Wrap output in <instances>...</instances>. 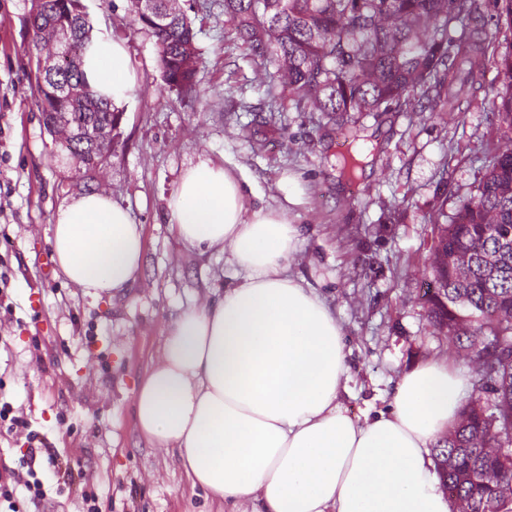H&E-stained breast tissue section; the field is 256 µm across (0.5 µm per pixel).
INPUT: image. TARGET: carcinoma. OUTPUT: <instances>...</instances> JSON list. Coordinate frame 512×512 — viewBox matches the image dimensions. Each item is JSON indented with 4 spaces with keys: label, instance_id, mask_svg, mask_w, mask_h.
<instances>
[{
    "label": "carcinoma",
    "instance_id": "cac0c4a2",
    "mask_svg": "<svg viewBox=\"0 0 512 512\" xmlns=\"http://www.w3.org/2000/svg\"><path fill=\"white\" fill-rule=\"evenodd\" d=\"M174 0H154L133 21L150 31L158 64L171 88L197 94L196 70L185 53L198 51L190 19ZM478 10L477 0H224V16L249 55L282 72L289 104L319 112L337 124L344 142L358 149L355 121L337 115L408 112L412 96L432 109L461 112V96L484 76L487 46L478 29L459 32ZM61 25L76 48L72 58L36 81L45 126L54 113L104 127L117 108L84 78L82 54L91 37L86 15L67 0H43L33 25ZM501 91L493 102L512 131V42L497 61ZM77 94L59 99L57 90ZM67 160L88 173L111 158L112 144L82 139L63 147ZM438 238L471 252L465 277L441 274L443 302L433 304V326L448 343L476 358L478 396L434 449L440 485L452 510L512 512V148L494 153L475 195L464 200Z\"/></svg>",
    "mask_w": 512,
    "mask_h": 512
}]
</instances>
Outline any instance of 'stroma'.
<instances>
[{
	"instance_id": "stroma-1",
	"label": "stroma",
	"mask_w": 512,
	"mask_h": 512,
	"mask_svg": "<svg viewBox=\"0 0 512 512\" xmlns=\"http://www.w3.org/2000/svg\"><path fill=\"white\" fill-rule=\"evenodd\" d=\"M95 33L121 41L136 85L120 106L107 165L76 173L34 103L30 0H0V404L27 430L0 428V484L36 472L46 493L20 512H221L191 488L176 458L137 429L132 390L179 309L224 285V254L185 246L166 199L198 157L232 169L255 201L291 200L304 233L295 274L319 289L345 328L350 365L344 402L353 414L387 406L402 375L451 355L430 320L437 215L473 196L488 150L508 134L491 112L495 56L512 41L496 0H478L494 51L463 112L364 117L373 148L359 174H343L342 138L317 112L269 111L281 92L274 67L253 62L226 24L224 0H180L197 33L198 94L169 88L155 41L129 0H83ZM105 191L143 227L145 264L132 288L99 299L69 286L52 259L49 228L60 206ZM42 439L31 446L29 434Z\"/></svg>"
}]
</instances>
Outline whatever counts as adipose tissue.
I'll return each instance as SVG.
<instances>
[{
	"label": "adipose tissue",
	"mask_w": 512,
	"mask_h": 512,
	"mask_svg": "<svg viewBox=\"0 0 512 512\" xmlns=\"http://www.w3.org/2000/svg\"><path fill=\"white\" fill-rule=\"evenodd\" d=\"M82 70L116 105L135 87L124 44L108 36L90 39ZM167 209L183 243L223 250L226 281L181 309L133 390L147 441L176 454L224 512H451L431 450L459 420L463 371L422 363L387 410L350 416L343 327L289 272L300 228L287 209L250 203L236 174L206 157L184 169ZM50 232L72 287L99 297L135 283L143 228L105 192L61 206Z\"/></svg>",
	"instance_id": "ef3b65f1"
}]
</instances>
